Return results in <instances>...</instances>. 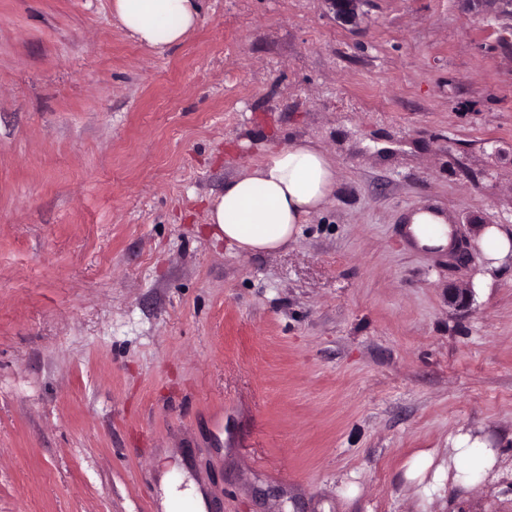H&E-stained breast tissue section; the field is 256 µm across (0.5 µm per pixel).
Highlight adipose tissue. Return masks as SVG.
Here are the masks:
<instances>
[{"label": "adipose tissue", "instance_id": "ef3b65f1", "mask_svg": "<svg viewBox=\"0 0 512 512\" xmlns=\"http://www.w3.org/2000/svg\"><path fill=\"white\" fill-rule=\"evenodd\" d=\"M111 6L121 27L152 50L181 44L201 21V0H112ZM337 184L336 160L326 148L311 141L293 143L244 162L211 201L207 222L215 238L240 253H273L324 210ZM403 221L408 239L419 248L441 252L453 242L452 220L441 210L420 206L406 212ZM478 246L487 284L512 263V232L497 224L483 226ZM503 463L487 435L461 428L448 437L447 466H434L425 453L406 476L423 482L428 497L446 486L476 494L500 478Z\"/></svg>", "mask_w": 512, "mask_h": 512}]
</instances>
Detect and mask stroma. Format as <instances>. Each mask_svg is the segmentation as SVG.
<instances>
[{
	"mask_svg": "<svg viewBox=\"0 0 512 512\" xmlns=\"http://www.w3.org/2000/svg\"><path fill=\"white\" fill-rule=\"evenodd\" d=\"M163 54L111 0H0V512H445L404 472L512 456V15L493 0H202ZM314 140L330 204L274 253L215 240L243 160ZM462 260L408 248L420 202ZM468 308L449 306V285ZM355 484V497L342 496ZM478 246L486 263L482 284L492 282L494 275L504 265L512 263V230L504 229L499 224L483 226L478 234ZM168 512H178V510L191 509L193 512H204L205 504L199 492L193 486L186 490L182 495L169 496L166 501Z\"/></svg>",
	"mask_w": 512,
	"mask_h": 512,
	"instance_id": "stroma-1",
	"label": "stroma"
}]
</instances>
